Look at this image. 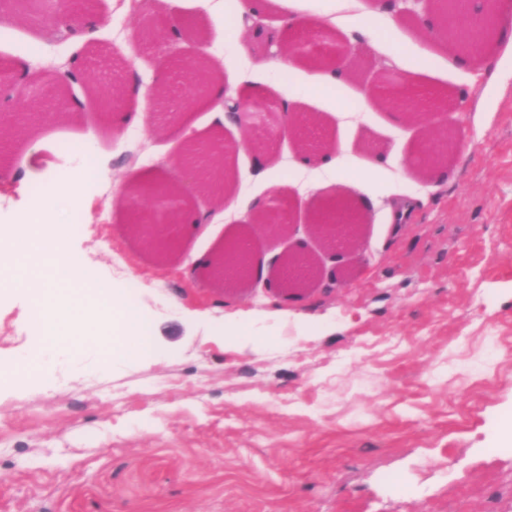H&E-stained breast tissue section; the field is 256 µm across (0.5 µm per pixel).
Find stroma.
I'll return each instance as SVG.
<instances>
[{
    "label": "stroma",
    "mask_w": 512,
    "mask_h": 512,
    "mask_svg": "<svg viewBox=\"0 0 512 512\" xmlns=\"http://www.w3.org/2000/svg\"><path fill=\"white\" fill-rule=\"evenodd\" d=\"M147 14L203 20L220 83L262 88L247 102L246 127L217 129L195 115V136L224 132L234 157L239 204L288 194L295 222L316 195L310 174L282 188L296 149L273 137L272 113L316 117L310 136L339 147L342 175L370 200L365 247L348 283L320 284L299 300L273 288L284 243L235 219L187 235L167 263L130 237L139 176L169 182L179 145L155 133V116L175 111L178 91L166 55L139 41L122 0H87L94 31L59 41L43 24L52 0H0V59L25 71L12 97L26 102L23 137L0 154V225L14 224L40 194L46 168H77L95 146L94 190L79 209L69 251L97 277L135 288L150 351L105 367L101 354L72 350L50 370L0 394V512H512V452L496 432L512 424V68L496 43L475 61L445 50L438 34L420 38L407 16L375 15L403 54L394 78L443 90L451 109L434 127L459 131L436 180L412 167L417 130L382 107L371 81L381 57L356 33L331 32V0H299L294 14L259 12L257 25L226 39L236 0H143ZM301 21L308 39L333 33L352 52L340 60L355 80L316 104L298 93L322 83L316 65L291 70L268 43ZM74 74L63 117L41 85L46 71ZM96 78L137 81L145 118L115 127L85 87ZM167 95L153 100L154 86ZM350 115L334 112L335 104ZM266 143L270 170L255 166L251 141ZM415 199L407 224L387 222L389 189ZM247 238L265 261L270 288L209 283L197 256ZM29 294L0 288V366L31 350ZM242 336L218 338L221 326Z\"/></svg>",
    "instance_id": "stroma-1"
}]
</instances>
